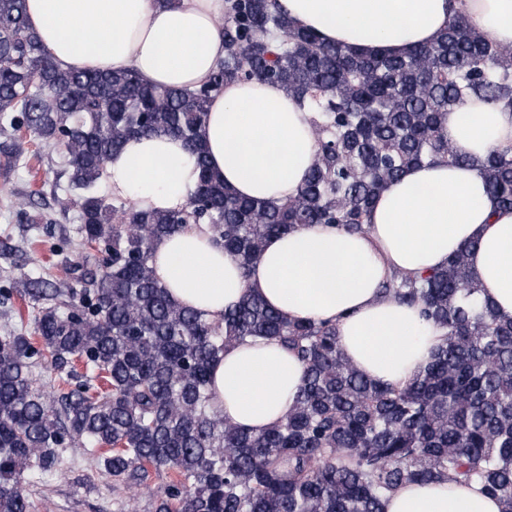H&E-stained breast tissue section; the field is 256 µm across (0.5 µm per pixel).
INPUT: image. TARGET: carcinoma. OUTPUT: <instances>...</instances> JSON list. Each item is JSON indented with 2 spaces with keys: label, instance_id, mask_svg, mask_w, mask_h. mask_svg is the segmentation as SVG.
<instances>
[{
  "label": "carcinoma",
  "instance_id": "obj_1",
  "mask_svg": "<svg viewBox=\"0 0 512 512\" xmlns=\"http://www.w3.org/2000/svg\"><path fill=\"white\" fill-rule=\"evenodd\" d=\"M225 55L207 83L167 89L133 70H64L26 25L25 0H0V144L5 165L31 133L68 156L59 199L78 211L77 260L64 277L17 282L34 334H0V512H32L30 467L60 464L78 438L115 481L148 487L150 471L178 479L157 489L155 512H383L413 482L476 481L512 512V319L478 298L467 250L427 275L396 273L384 290L445 330L431 361L401 388L366 378L329 322L288 320L246 294L219 320L173 301L154 275L153 245L207 224L248 275L265 240L304 224L366 230L380 192L412 166L477 164L488 193L512 209V147L480 161L448 138L442 116L474 96L512 107V45L484 40L453 17L438 39L406 56L357 55L293 25L277 0H225ZM279 84L315 113L317 155L298 193L253 201L209 169L199 134L212 95L243 81ZM181 139L199 182L185 208L148 211L98 185L107 160L142 136ZM70 294L80 305L59 311ZM267 338L304 365L282 422L260 433L213 407L211 365L228 345ZM88 374L62 393L33 367L46 360Z\"/></svg>",
  "mask_w": 512,
  "mask_h": 512
}]
</instances>
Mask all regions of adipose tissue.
Listing matches in <instances>:
<instances>
[{
	"label": "adipose tissue",
	"instance_id": "1",
	"mask_svg": "<svg viewBox=\"0 0 512 512\" xmlns=\"http://www.w3.org/2000/svg\"><path fill=\"white\" fill-rule=\"evenodd\" d=\"M303 29L358 54L406 55L434 42L451 17L465 15L486 40L512 44V0H279ZM224 0H26L29 28L62 67L133 69L152 85L194 88L224 58L217 22ZM312 114L280 85L232 83L216 94L199 133L211 170L257 201L294 196L316 159ZM443 125L457 148L481 158L512 145V108L475 99ZM196 159L181 139L128 141L106 163L104 189L139 208L186 207ZM481 298L512 318V210L496 207L478 168L445 161L414 166L390 182L367 229L306 224L267 238L249 276L217 245L207 225L190 224L153 247L157 280L181 305L222 318L245 293L291 320L335 323L339 344L375 382L405 386L430 361L444 331L417 307L383 293L395 272L421 276L462 247ZM304 367L290 351L258 341L225 347L212 367L214 401L225 419L270 429L293 407ZM384 512H501L479 485L414 483L387 495Z\"/></svg>",
	"mask_w": 512,
	"mask_h": 512
}]
</instances>
